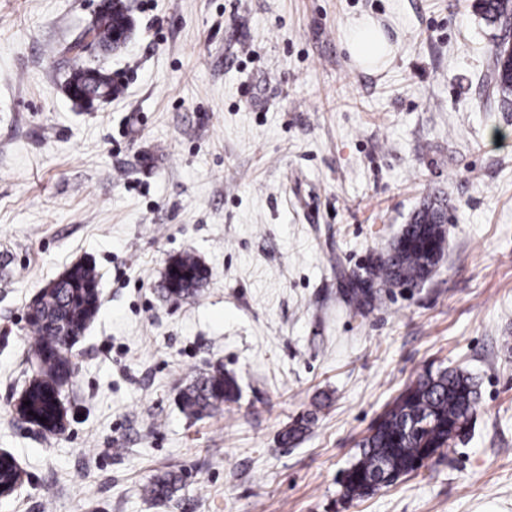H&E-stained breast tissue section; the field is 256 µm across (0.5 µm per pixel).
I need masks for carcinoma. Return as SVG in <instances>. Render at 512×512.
<instances>
[{
  "instance_id": "obj_1",
  "label": "carcinoma",
  "mask_w": 512,
  "mask_h": 512,
  "mask_svg": "<svg viewBox=\"0 0 512 512\" xmlns=\"http://www.w3.org/2000/svg\"><path fill=\"white\" fill-rule=\"evenodd\" d=\"M479 9L488 24L496 27L505 17H512V0H478ZM118 15L112 8L102 11L96 20L70 43L53 51L71 71V78L79 81L93 78L100 85L99 92L109 99L115 95L112 75L101 66L86 64V44L104 52L114 47L112 31ZM492 95L505 104L512 100V73L502 61L499 52L485 82ZM445 219V209L433 203L424 205L411 218L393 242L387 256L370 269L374 287L349 289L350 301L356 309L374 305L386 288L413 286L427 279L433 269L427 264V247L435 242L436 231ZM209 277L208 271L191 254L180 255L169 261L165 273V289L174 299L195 295ZM52 300L44 301L28 318L33 336L30 347L38 365L36 377L41 383L30 393V406L37 417L55 419V410L45 393L54 385L63 384L60 371L67 356H56L45 351L46 336L55 331L80 334L94 318L100 306L99 279L96 269L88 263H75L54 285ZM236 381L221 371L197 377L184 391L183 409L191 416H201L234 398ZM479 386L470 375L456 369H443L435 374L419 375L395 399L373 426L362 443L360 453L345 470L341 481L343 497L361 498L378 487L373 477L386 475L385 485L414 472L441 454L442 449L465 438L476 413ZM312 422L303 418L288 428L281 438L286 446L297 440ZM180 478L166 473L147 485L146 495L152 499L169 497L178 491Z\"/></svg>"
}]
</instances>
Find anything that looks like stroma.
<instances>
[{
  "instance_id": "obj_1",
  "label": "stroma",
  "mask_w": 512,
  "mask_h": 512,
  "mask_svg": "<svg viewBox=\"0 0 512 512\" xmlns=\"http://www.w3.org/2000/svg\"><path fill=\"white\" fill-rule=\"evenodd\" d=\"M103 0H0V512H512V104L487 101L497 28L477 0H123L124 86L87 109L50 50ZM376 21L371 67L346 43ZM427 201L447 246L424 284L345 294ZM209 270L165 295L169 260ZM92 260L101 305L72 350L66 428L22 423L26 313ZM476 377L470 435L352 501L344 471L406 385ZM237 400L180 404L214 369ZM306 434H281L305 415ZM182 478L145 497L155 475ZM348 49L358 64L367 67L385 58L389 45L381 28L371 19L364 18L352 26Z\"/></svg>"
}]
</instances>
